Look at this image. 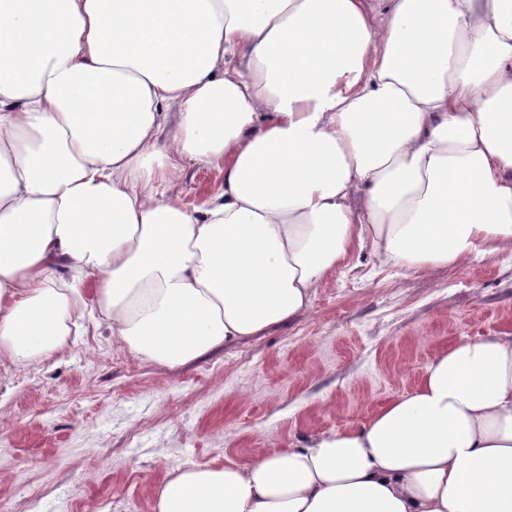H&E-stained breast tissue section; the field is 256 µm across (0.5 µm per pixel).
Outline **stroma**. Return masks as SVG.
Here are the masks:
<instances>
[{
  "mask_svg": "<svg viewBox=\"0 0 512 512\" xmlns=\"http://www.w3.org/2000/svg\"><path fill=\"white\" fill-rule=\"evenodd\" d=\"M97 286L79 282L66 348L28 367L0 357V512H152L173 468L358 426L460 339L512 334L507 256L428 276L363 248L310 312L174 370L112 336Z\"/></svg>",
  "mask_w": 512,
  "mask_h": 512,
  "instance_id": "35a3bbf8",
  "label": "stroma"
}]
</instances>
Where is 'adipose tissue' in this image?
I'll list each match as a JSON object with an SVG mask.
<instances>
[{"label": "adipose tissue", "instance_id": "adipose-tissue-1", "mask_svg": "<svg viewBox=\"0 0 512 512\" xmlns=\"http://www.w3.org/2000/svg\"><path fill=\"white\" fill-rule=\"evenodd\" d=\"M189 163L223 175L199 205ZM367 244L512 257V0H0V354L62 349L96 274L113 335L179 367ZM153 512H512V334L360 426L174 469ZM206 183H210L206 198L208 199L218 192L221 187V173L216 169L188 164L174 188L181 193L182 198L186 201L190 196H194Z\"/></svg>", "mask_w": 512, "mask_h": 512}]
</instances>
